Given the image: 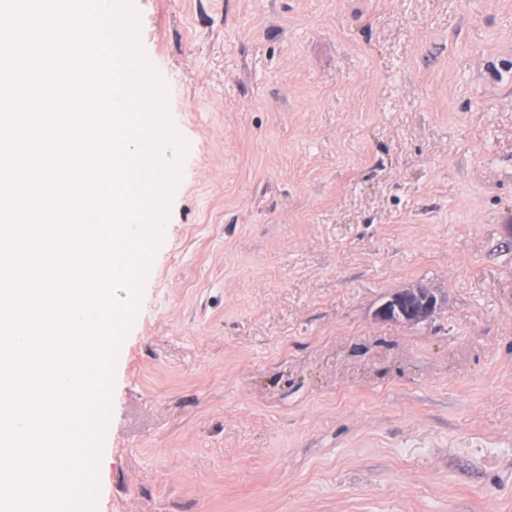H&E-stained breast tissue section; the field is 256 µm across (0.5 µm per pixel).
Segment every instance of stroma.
Here are the masks:
<instances>
[{
    "mask_svg": "<svg viewBox=\"0 0 512 512\" xmlns=\"http://www.w3.org/2000/svg\"><path fill=\"white\" fill-rule=\"evenodd\" d=\"M133 5L188 152L97 512H512V0ZM437 306L435 295L426 288H407L390 295L378 308L381 321L419 324L432 316Z\"/></svg>",
    "mask_w": 512,
    "mask_h": 512,
    "instance_id": "stroma-1",
    "label": "stroma"
}]
</instances>
